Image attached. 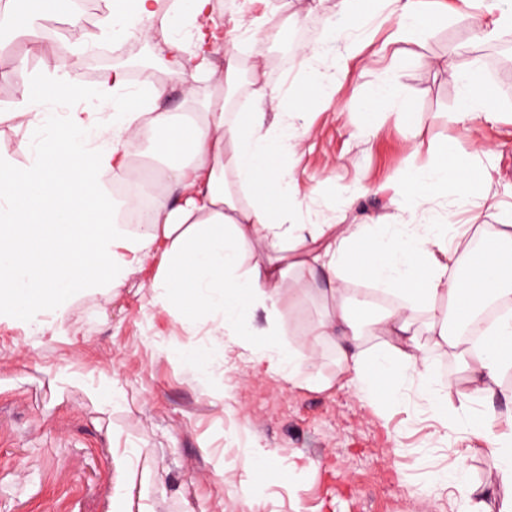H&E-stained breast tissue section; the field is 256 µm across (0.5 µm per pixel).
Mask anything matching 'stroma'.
<instances>
[{"label": "stroma", "instance_id": "1", "mask_svg": "<svg viewBox=\"0 0 512 512\" xmlns=\"http://www.w3.org/2000/svg\"><path fill=\"white\" fill-rule=\"evenodd\" d=\"M419 2L426 32L392 43L398 18L384 0H361L355 19L341 12L339 0H282L265 10L252 0H215V20L237 39L241 77L232 112L254 105L259 52L269 99L265 127L285 121L297 130L281 164L297 185L299 221L419 223L395 186L408 170L441 162L449 147L483 168L498 206L488 208L477 189L465 211L438 199L434 218L485 225L512 211V76L487 68L512 29L480 39L478 29L493 20L485 5ZM329 23L342 38L326 36ZM0 44L1 111L57 61L14 41L8 20L0 24ZM302 44L320 52L324 78L309 106L285 117L271 101L291 103L303 92L310 74L296 53ZM112 46L113 53L83 56L85 89L120 65L129 89L141 92L150 81L143 57L154 72L166 69L159 41L118 38ZM450 61L479 69L497 119L450 121L460 94L446 70ZM384 84L395 95L377 106L373 133L359 103ZM406 110L419 115L409 128L396 121ZM46 135L40 125L0 122V155L26 165V145ZM153 277L150 270L132 275L112 296H74L53 333L0 320V512H459L456 489L434 480L459 466L477 512L489 505L494 472L484 440L446 435L415 384L387 401L351 388L293 385L233 352L198 367L183 352L208 347L211 326L175 304L156 305ZM320 309L314 298L275 320L256 312L248 323L299 347ZM257 444L275 456L269 476L248 496L242 483ZM459 448L471 451L465 461L457 459ZM298 459L302 467L289 469Z\"/></svg>", "mask_w": 512, "mask_h": 512}]
</instances>
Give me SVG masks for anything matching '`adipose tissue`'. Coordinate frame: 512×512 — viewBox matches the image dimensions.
Masks as SVG:
<instances>
[{
	"label": "adipose tissue",
	"instance_id": "adipose-tissue-1",
	"mask_svg": "<svg viewBox=\"0 0 512 512\" xmlns=\"http://www.w3.org/2000/svg\"><path fill=\"white\" fill-rule=\"evenodd\" d=\"M213 0H111L95 30L80 15L61 8L71 41L47 46L59 59L53 71L34 82L0 121L17 125L40 122L46 143L34 148L28 165L0 159V317L45 329L44 318L62 316L68 301L90 289L106 293L125 287L130 275L150 266L156 274L159 306L176 301L199 319L213 308L224 314L210 334L211 345L188 351L203 366L236 336L250 361L297 383L310 355L271 342L256 343L257 329L242 325L244 316L275 315L284 293L297 300L325 298L326 305L307 329L308 342L334 347L335 378L308 376V387L326 391L352 384L366 397L396 399L402 386L417 380L433 416L448 429L459 428L484 439L502 492L498 512H512V432L495 429L496 414L474 412V403L493 398L505 368L512 367V316L489 326L480 348L458 343L449 320L469 322L488 302L512 298V224L482 226L479 255L464 251L468 228L445 224H297L272 205L287 197L290 180L274 156L290 148L288 126L278 136L264 130L262 110L239 113L227 122L228 100L216 92L196 117L182 119L161 110L166 86L154 85L148 99L128 98L122 69L106 70L94 89L112 104L107 118L84 105V93L70 78L83 48L110 37L151 40L163 32L162 51L170 58V77L199 72L234 87L238 59L222 51L224 32L214 22ZM462 85L454 118L463 123L495 119L497 104L478 72L449 66ZM73 102L63 120L47 112V100ZM164 146L177 161L167 171L176 205L157 202L143 232L114 221L103 179L122 175L141 141ZM233 169L254 197L239 205L224 180ZM483 174L451 162L411 172L401 182L409 211H431L438 198L465 202ZM256 240L268 252L245 264L244 252ZM363 277L395 293L398 304L367 316L345 281ZM426 310L418 321L417 310ZM379 341L367 347L364 331ZM447 346L457 374L441 379L423 356L426 345Z\"/></svg>",
	"mask_w": 512,
	"mask_h": 512
}]
</instances>
